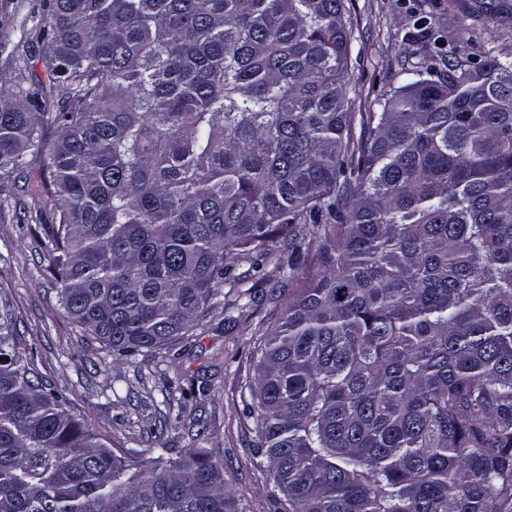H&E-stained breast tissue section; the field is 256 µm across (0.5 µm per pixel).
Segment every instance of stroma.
Wrapping results in <instances>:
<instances>
[{
  "mask_svg": "<svg viewBox=\"0 0 512 512\" xmlns=\"http://www.w3.org/2000/svg\"><path fill=\"white\" fill-rule=\"evenodd\" d=\"M466 3L463 11L449 7L448 0H347L353 25L351 111H374L392 75L414 60L416 10L467 51L511 57L512 0ZM40 238V226L18 223L13 210L0 216V304L11 306L20 343L39 373L66 393L69 408L113 450L134 447L146 460L154 458L160 438L171 448L190 447L189 427L206 421L204 445L223 459L240 512H275L271 485L252 454L255 426L242 409L246 383L255 374L251 351L281 310L269 293L276 269L266 267L256 282L249 319L229 323L214 316L209 331L180 345L175 363L140 356L116 365L111 351L80 335L60 307V284L48 271ZM193 384L204 386V393L181 397Z\"/></svg>",
  "mask_w": 512,
  "mask_h": 512,
  "instance_id": "obj_1",
  "label": "stroma"
}]
</instances>
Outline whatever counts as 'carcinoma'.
<instances>
[{
	"instance_id": "1",
	"label": "carcinoma",
	"mask_w": 512,
	"mask_h": 512,
	"mask_svg": "<svg viewBox=\"0 0 512 512\" xmlns=\"http://www.w3.org/2000/svg\"><path fill=\"white\" fill-rule=\"evenodd\" d=\"M413 27L358 114L345 0H38L0 38V192L48 178L17 220L81 335L168 354L280 273L248 384L278 512H512V60ZM157 452L71 413L0 306V512H235L211 449Z\"/></svg>"
}]
</instances>
